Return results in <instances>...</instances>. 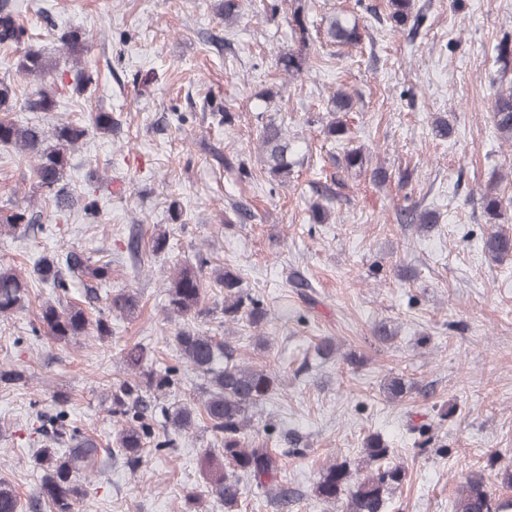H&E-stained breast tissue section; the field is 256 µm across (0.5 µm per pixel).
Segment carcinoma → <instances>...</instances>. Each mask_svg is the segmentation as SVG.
<instances>
[{
  "instance_id": "1",
  "label": "carcinoma",
  "mask_w": 512,
  "mask_h": 512,
  "mask_svg": "<svg viewBox=\"0 0 512 512\" xmlns=\"http://www.w3.org/2000/svg\"><path fill=\"white\" fill-rule=\"evenodd\" d=\"M413 0H388L389 18L399 27L411 19ZM295 35L306 44L309 30L303 19V0H291L289 5ZM325 35L329 42L343 46H357L362 32L356 20L341 15L325 19ZM65 53L78 61L88 50L89 40L76 31L66 32L59 38ZM0 45L19 52L17 72L32 76L39 85L23 106L31 112H50L55 107L56 80L65 75H53L56 60L31 44V34L18 17L9 9L0 8ZM497 61L501 69L512 66V38L504 36L497 48ZM277 66L288 76L303 74L312 68L302 53L284 52L277 57ZM67 81V80H65ZM91 84L90 76L82 69H75L67 81V87L82 94ZM14 92L11 85L0 80V144L13 147L33 159V173L38 186L44 188L57 211L71 209V198L60 186L68 164L67 151L81 141L88 128L70 121H59L51 137L37 125L20 126L10 117ZM115 124L112 113L96 112L92 116V128L97 132H110ZM493 126L502 140L512 142V88L496 95L493 105ZM53 144H47L48 140ZM259 148L263 161L271 175L281 184L288 183L294 162L291 159V143L288 133L279 125L266 124L259 134ZM484 249L493 258L512 254V234L503 230L490 233L484 240ZM208 260L200 258L196 268L184 267L168 278V311L183 319H191L204 312L202 307L205 280L204 268ZM81 270L96 279L111 276L110 265L92 266L82 253L69 250L64 261H44L36 273L43 281H52L54 287L66 290L64 272ZM224 288V322L235 323L246 317L251 324L263 321L265 312L260 301L245 294L239 278L226 271L216 277ZM29 283L12 267L0 266V316L16 312L22 305ZM136 301L130 294L119 292L108 302L109 312L126 314L134 310ZM40 325L34 328L54 340L74 336H88L95 332L101 339L110 334L108 320L99 317L91 322L84 311L70 305L46 304L40 312ZM175 341L179 360L197 372L205 381V398L200 416L205 418L214 437L222 446L224 460L218 461L209 454L204 459L208 476V493L224 504L225 512H234L242 497V481L253 479L269 486L275 485L279 473L276 458L267 448L255 447L245 442L248 412L264 401L274 390L275 376L264 369L247 365L236 358L228 342H220L196 330L181 329ZM144 351L134 347L126 354V365L133 377L120 382L112 392V416L126 422L117 437V447L131 470H136L143 454L144 440L152 434L149 413L160 412L171 421L176 431L190 428L194 422L193 410L180 407L170 412L151 403L143 395L141 378L154 398L175 385L178 369H168L162 375L144 369ZM39 431L55 444L71 436L68 411L59 404L49 412L39 415ZM98 453L97 445L89 438L77 439L69 454L60 456L52 448H43L39 461L46 463V474L40 485V496L48 500L54 512H74V504L83 495L82 488L73 480V473L83 463ZM391 449L378 437H371L364 446V471L351 468L349 463L333 462L322 472L315 488L320 500L331 503L340 496H347V512H385L387 497L400 487L406 478V468L401 463H390ZM0 512H20L17 495L5 483L0 482ZM454 512H512V497H505L492 490L484 471L474 470L457 486Z\"/></svg>"
}]
</instances>
